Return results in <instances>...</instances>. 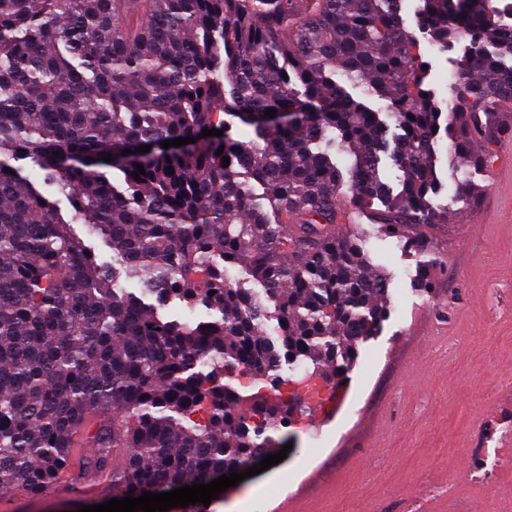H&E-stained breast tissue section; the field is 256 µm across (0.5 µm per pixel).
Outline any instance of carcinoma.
<instances>
[{
	"mask_svg": "<svg viewBox=\"0 0 512 512\" xmlns=\"http://www.w3.org/2000/svg\"><path fill=\"white\" fill-rule=\"evenodd\" d=\"M421 2L434 43L471 42L448 152L484 168L491 151L470 143L504 131L512 31L493 0ZM403 4L0 0V490L45 492L78 432L92 452L75 485L110 475L122 499L206 484L281 450L298 409L278 399L283 366L333 381L349 370L391 293L357 238L336 233L340 185L385 236L448 219L432 201L442 112ZM222 113L254 137L201 136L225 129ZM175 299L221 317L167 320ZM271 309L285 321L274 338L262 331ZM241 364L260 384L250 395L224 383Z\"/></svg>",
	"mask_w": 512,
	"mask_h": 512,
	"instance_id": "1",
	"label": "carcinoma"
}]
</instances>
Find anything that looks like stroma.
I'll return each mask as SVG.
<instances>
[{
	"mask_svg": "<svg viewBox=\"0 0 512 512\" xmlns=\"http://www.w3.org/2000/svg\"><path fill=\"white\" fill-rule=\"evenodd\" d=\"M420 0H405L404 25L427 63L426 86L454 100L452 75L464 43L440 50L418 27ZM436 147L448 221L419 228L423 250L344 225L391 278L393 306L338 385L319 422L288 428L285 459L219 494L215 512H512V441L500 420L512 412V180L473 168ZM473 187L455 199L457 178ZM436 259L429 291L416 277ZM496 469L494 482L484 470ZM105 493L68 485L21 501L16 512H78Z\"/></svg>",
	"mask_w": 512,
	"mask_h": 512,
	"instance_id": "stroma-1",
	"label": "stroma"
}]
</instances>
